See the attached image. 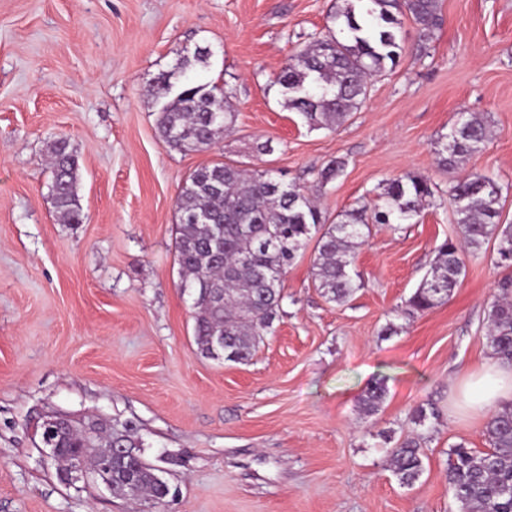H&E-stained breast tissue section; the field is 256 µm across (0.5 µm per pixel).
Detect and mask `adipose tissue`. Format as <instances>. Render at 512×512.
Instances as JSON below:
<instances>
[{
	"mask_svg": "<svg viewBox=\"0 0 512 512\" xmlns=\"http://www.w3.org/2000/svg\"><path fill=\"white\" fill-rule=\"evenodd\" d=\"M465 400L478 414H486L498 404L512 400V366L495 356H487L466 376Z\"/></svg>",
	"mask_w": 512,
	"mask_h": 512,
	"instance_id": "1",
	"label": "adipose tissue"
}]
</instances>
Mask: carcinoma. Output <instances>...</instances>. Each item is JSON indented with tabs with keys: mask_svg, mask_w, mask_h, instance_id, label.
Wrapping results in <instances>:
<instances>
[{
	"mask_svg": "<svg viewBox=\"0 0 512 512\" xmlns=\"http://www.w3.org/2000/svg\"><path fill=\"white\" fill-rule=\"evenodd\" d=\"M407 16L428 40L440 25L439 0H336L332 29L315 37L289 56L278 76L284 106L298 113L312 129H334L357 111L368 92L367 79L396 64L402 47L397 28ZM210 50L198 47L181 56L177 72L205 67ZM162 95L158 129L170 147L205 151L230 132L236 122L229 97L205 84L158 78ZM489 139L484 121L462 112L439 142L438 163L448 171L481 152ZM52 192L60 218L81 224L84 214L76 190L77 159L67 140L50 145ZM491 176L471 173L450 181L448 197L460 239L437 246L429 270L406 306L424 313L457 287L465 274V255H478L490 242L497 245V264L512 267V224L502 222L501 190ZM434 196L425 178L405 174L386 181L378 194L381 204H362L334 224L322 216L302 188L269 176L267 170L248 171L224 162L194 170L177 196L180 224L175 241L182 287L194 291V341L199 352L214 360L244 363L279 317L283 280L288 266L315 233H320L313 261L315 280L329 300L342 303L363 287L355 271L357 249L365 243L369 221L414 224ZM373 214H368V211ZM487 342L498 359L512 363V276L497 283L488 311ZM387 395L382 382L372 384L361 398L367 415L379 411ZM433 404L420 405L411 423L423 426L438 419ZM136 426L114 423L112 443L139 447ZM491 445L487 452L462 444L448 453V490L460 512H512V404L493 411L485 423ZM423 433H409L389 450L400 484L414 485L423 473ZM56 443L62 448L65 479L78 456L94 464L98 452L87 447L79 432L62 429ZM112 481L131 486L129 497L160 504L170 489L146 463L112 467Z\"/></svg>",
	"mask_w": 512,
	"mask_h": 512,
	"instance_id": "obj_1",
	"label": "carcinoma"
}]
</instances>
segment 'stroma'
Wrapping results in <instances>:
<instances>
[{
	"mask_svg": "<svg viewBox=\"0 0 512 512\" xmlns=\"http://www.w3.org/2000/svg\"><path fill=\"white\" fill-rule=\"evenodd\" d=\"M439 3L432 39L404 19L401 55L358 111L312 130L277 76L326 33L336 0H0V512H457L448 450L490 446L457 384L490 353L486 312L512 271L491 244L448 299L400 308L458 235L436 153L458 113L492 131L463 171L496 178L512 222V0ZM198 47L209 64L189 78L222 89L237 118L211 149L179 151L159 135L152 89ZM59 138L78 160L77 225L59 221L49 190ZM218 161L278 170L329 224L406 173L434 197L418 223L371 225L356 253L364 286L346 302L318 288L308 242L273 332L248 362H224L197 350L175 253L179 189ZM380 380L386 399L365 415ZM427 403L440 418L422 429L424 472L407 488L384 442ZM53 412L134 422L170 486L164 503L61 482L41 444ZM387 395V387L383 382L372 384L361 398V410L367 415L376 414L383 405Z\"/></svg>",
	"mask_w": 512,
	"mask_h": 512,
	"instance_id": "obj_1",
	"label": "stroma"
}]
</instances>
